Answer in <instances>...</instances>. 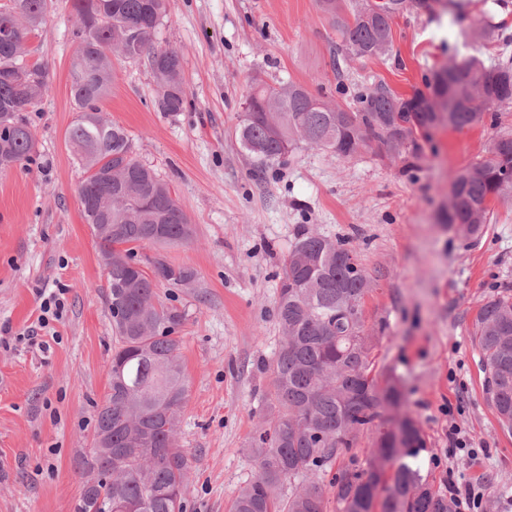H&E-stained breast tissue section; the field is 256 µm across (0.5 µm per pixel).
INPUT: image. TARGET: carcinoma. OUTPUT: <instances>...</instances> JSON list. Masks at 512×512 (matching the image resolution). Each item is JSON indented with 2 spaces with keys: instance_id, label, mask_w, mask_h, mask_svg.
<instances>
[{
  "instance_id": "1",
  "label": "carcinoma",
  "mask_w": 512,
  "mask_h": 512,
  "mask_svg": "<svg viewBox=\"0 0 512 512\" xmlns=\"http://www.w3.org/2000/svg\"><path fill=\"white\" fill-rule=\"evenodd\" d=\"M170 0H73L80 44L71 68V95L79 112L67 142L85 168L80 198L101 255L112 259L108 307L116 345L110 391L95 409V431L111 429V449L81 457L82 477H100L83 489L74 512H183L191 466L176 445L187 386L178 329L183 315L156 293L160 282L182 284L192 272L162 259L137 267L135 247L186 244L194 230L171 189L132 156L120 125L104 120L100 102L112 88V53L145 59L154 74L155 104L174 114L186 99L182 56L153 36ZM48 0H10L0 7V169L32 159L35 140L27 114L35 111L49 69L23 62L29 34L43 24ZM340 22L348 52L385 54L391 24L381 18ZM429 93L405 99L379 83L357 96L355 109L332 107L303 86L260 85L246 98L240 142L259 167L297 143L349 158L373 142L421 160L429 130L442 118L431 99L454 101L448 125H500L512 105V55L490 65L477 57L443 67L426 80ZM446 224L461 237L479 236L491 203L512 200V132H498L486 155L451 177ZM112 225L108 230L105 225ZM162 224L166 237H150ZM370 279L346 239L301 227L284 261L277 320L283 336L269 364L266 428L250 452L255 472L231 512H326L323 477L332 473L337 512H456L448 494L422 474L426 440L418 423L386 413L403 401L400 383L369 360L361 300ZM483 392L501 427L512 432V294L489 297L473 320ZM374 433L366 465L351 454L359 437ZM349 455V465L332 471Z\"/></svg>"
}]
</instances>
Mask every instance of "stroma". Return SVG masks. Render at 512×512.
Returning <instances> with one entry per match:
<instances>
[{"instance_id": "obj_1", "label": "stroma", "mask_w": 512, "mask_h": 512, "mask_svg": "<svg viewBox=\"0 0 512 512\" xmlns=\"http://www.w3.org/2000/svg\"><path fill=\"white\" fill-rule=\"evenodd\" d=\"M461 2L405 10L389 51L357 58L344 52L337 21L352 20L363 0H343L336 18L320 0H171L154 41L183 56L186 102L174 115L156 111L147 61L113 57L102 115L125 128L133 157L168 184L195 228L190 243L136 249L143 267L160 257L193 273L156 288L184 315L177 444L191 462L186 512H231L255 471L249 448L282 336L283 260L302 226L351 239L360 253L371 279L362 303L370 357L404 385L399 412L426 440L424 475L438 488L474 486L478 512L512 505V432L484 400L472 338L480 305L512 289V203H493L475 239L445 222L450 174L485 154L492 129H431L415 168L381 144L344 159L303 143L260 168L237 134L259 83L300 84L348 110L372 83L406 98L448 62L489 59L498 41L483 30L501 22L512 36V0ZM75 31L71 0H50L25 44V61L50 71L29 115L36 153L0 170V512H73L83 490L75 459L93 446L94 407L110 387L107 268L83 216L85 171L66 140L77 118ZM60 288L62 319L39 329L44 295ZM452 425L469 435L475 457L449 455Z\"/></svg>"}]
</instances>
